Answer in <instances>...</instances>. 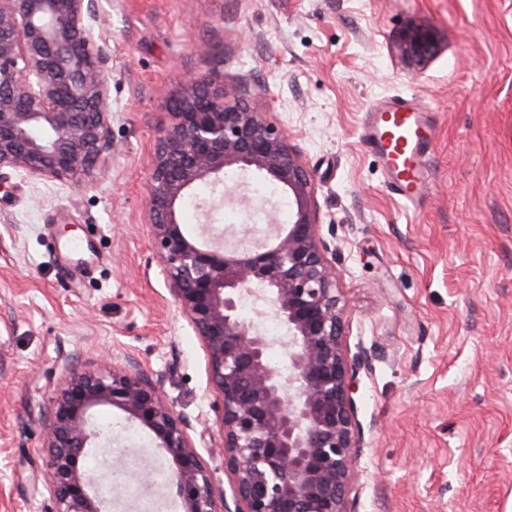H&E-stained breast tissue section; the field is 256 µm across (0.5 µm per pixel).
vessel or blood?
I'll return each instance as SVG.
<instances>
[{
	"label": "vessel or blood",
	"mask_w": 512,
	"mask_h": 512,
	"mask_svg": "<svg viewBox=\"0 0 512 512\" xmlns=\"http://www.w3.org/2000/svg\"><path fill=\"white\" fill-rule=\"evenodd\" d=\"M362 143L381 161L393 193L408 205L419 204L431 176L427 158L434 144L433 126L420 105L398 96L372 107Z\"/></svg>",
	"instance_id": "b4317fda"
}]
</instances>
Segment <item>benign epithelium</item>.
Wrapping results in <instances>:
<instances>
[{"mask_svg":"<svg viewBox=\"0 0 512 512\" xmlns=\"http://www.w3.org/2000/svg\"><path fill=\"white\" fill-rule=\"evenodd\" d=\"M97 17L95 0H0V169L74 178L112 153L110 57ZM435 48L431 27L407 30L404 52L414 62ZM165 106L173 122L156 139L150 233L169 291L206 350L229 490L217 492L185 419L149 379L74 369L45 427L56 512H106L102 489L123 469L93 476L80 465L99 438L91 410L104 404L171 459L184 512H349L363 436L353 394L366 363L348 360L343 346L313 175L288 132L231 98L222 80L186 78ZM230 170L278 184L292 202L288 223L270 221L253 247L201 241L177 217L195 184L221 185ZM245 297L255 303L252 318L240 313ZM267 317L281 337L257 327ZM275 347L288 359L286 375L269 361Z\"/></svg>","mask_w":512,"mask_h":512,"instance_id":"1","label":"benign epithelium"}]
</instances>
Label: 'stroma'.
Returning <instances> with one entry per match:
<instances>
[{"instance_id": "stroma-1", "label": "stroma", "mask_w": 512, "mask_h": 512, "mask_svg": "<svg viewBox=\"0 0 512 512\" xmlns=\"http://www.w3.org/2000/svg\"><path fill=\"white\" fill-rule=\"evenodd\" d=\"M112 59V157L47 181L0 170V512H55L45 423L70 368L135 363L189 423L223 478V433L203 344L171 296L150 237L148 177L165 98L181 76L222 78L288 128L314 176L339 273L348 358L371 354L354 398L364 427L350 512H512V0H100ZM431 26L423 64L401 49ZM414 98L435 128L432 178L406 207L361 132L368 109ZM204 212L190 233L287 223V191ZM93 458L169 470L116 407ZM112 512H182L174 486L112 490Z\"/></svg>"}]
</instances>
